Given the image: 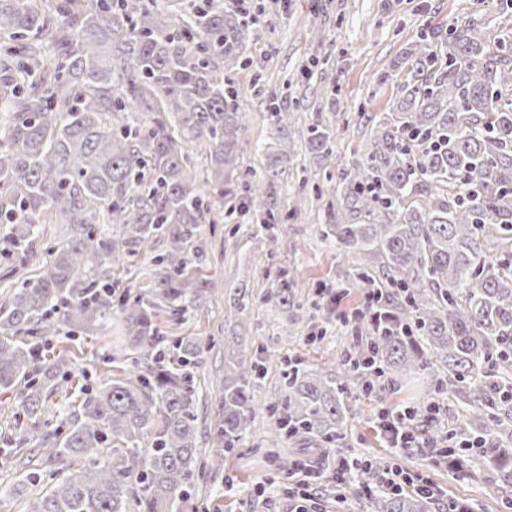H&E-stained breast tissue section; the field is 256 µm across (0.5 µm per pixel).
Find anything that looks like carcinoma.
<instances>
[{"label": "carcinoma", "mask_w": 512, "mask_h": 512, "mask_svg": "<svg viewBox=\"0 0 512 512\" xmlns=\"http://www.w3.org/2000/svg\"><path fill=\"white\" fill-rule=\"evenodd\" d=\"M249 27L224 0H0V253L35 255L42 224L61 225L34 271L0 291V390H17L34 415L58 388L59 363L28 337L62 327L88 334L112 321L128 356L124 374L86 393L62 438H40L56 469L24 476L51 484L27 512H183L197 473L195 369L205 354L172 340L190 296L208 280L201 225L224 220V185L273 242L288 230L276 204L278 163L243 179L236 88L224 72L244 63ZM403 96L374 121L366 164L355 165L327 208L326 232L352 258L353 279L385 301L367 310L366 347L336 372L294 367L283 393L259 402L273 362L224 339V392L210 426V470L224 471L256 413L275 425L268 444L330 446L360 414L355 393L395 386L413 372L436 378L464 414L454 470L476 464L512 486V34L489 48L480 27L449 25L448 51L433 36L406 52ZM284 130L290 111L266 101ZM310 152L332 154L328 126L307 130ZM205 156L206 177L194 155ZM162 242L148 294L114 299L113 270ZM268 301L300 306L293 271L281 269ZM374 362L368 373L357 367ZM385 467L362 462L350 479L373 487ZM372 512H437L433 497L376 491Z\"/></svg>", "instance_id": "carcinoma-1"}]
</instances>
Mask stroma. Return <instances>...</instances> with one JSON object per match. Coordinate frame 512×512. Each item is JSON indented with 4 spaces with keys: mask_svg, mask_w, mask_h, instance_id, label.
<instances>
[{
    "mask_svg": "<svg viewBox=\"0 0 512 512\" xmlns=\"http://www.w3.org/2000/svg\"><path fill=\"white\" fill-rule=\"evenodd\" d=\"M251 15L254 28L245 47L249 63L230 74L240 89L244 126L240 165L243 171L261 175L274 157L266 93L280 89L295 112L286 129L294 150L278 176L277 206L284 213L294 207L299 213L290 217L287 233L274 241L242 212L224 223L203 225L207 244L203 273L209 288L188 305L178 330H171L167 319L159 321L163 334L174 331L211 346L197 369L198 445L205 456L210 453L209 428L224 378V339L234 333L230 302L238 290L250 296L248 322L241 331L245 347L278 358L256 390L258 399L274 400L283 390L280 357L295 359L303 367L332 369L369 334L367 321L352 317L364 291L353 287L339 246L323 236L325 203L307 194L304 181L318 183L328 193L341 186L353 162L364 153L371 136L370 116L388 111L401 93L404 80L392 77L394 65L421 35L430 33L444 42L455 18L474 21L491 42L512 33V19L502 15L497 0H485L478 9L471 0H251ZM331 93L339 98V106L328 105ZM320 121L333 132V154L326 161L309 153L304 140L308 128ZM282 268L296 271L303 310L286 311L266 301ZM317 331L322 332V340H311V333ZM115 336L116 329L110 326L75 339L59 335L39 342V357L62 361L68 379L41 414L25 419L20 427L15 424L21 409L16 391L0 390V448H19L24 427L40 436L53 432L81 403L82 385H96L117 372L111 361ZM434 387L431 374L416 373L372 396L352 422L342 448L359 459L377 456L388 465L423 474L447 497L481 504V512H500L498 504L502 497L512 496V487L496 485L482 471L470 478L460 476L447 459L429 462L414 448L390 455L372 428V419L383 408L420 406L422 395ZM272 426L269 414L257 413L235 453L226 458L223 473L215 476L201 467L194 504L204 506L206 512H290L292 505L281 485L284 470L296 455L288 447L269 452Z\"/></svg>",
    "mask_w": 512,
    "mask_h": 512,
    "instance_id": "35a3bbf8",
    "label": "stroma"
}]
</instances>
